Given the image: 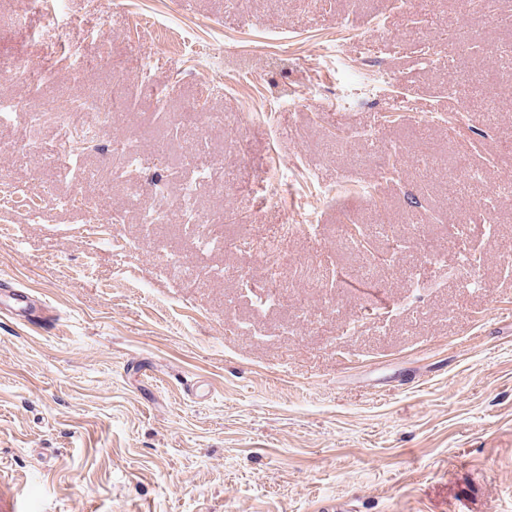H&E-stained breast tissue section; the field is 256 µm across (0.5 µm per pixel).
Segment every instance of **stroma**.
<instances>
[{
  "label": "stroma",
  "mask_w": 512,
  "mask_h": 512,
  "mask_svg": "<svg viewBox=\"0 0 512 512\" xmlns=\"http://www.w3.org/2000/svg\"><path fill=\"white\" fill-rule=\"evenodd\" d=\"M495 9L0 0V99L95 136L64 179L61 122L0 125V279L61 316L0 318V512H512ZM131 144L143 167L113 178ZM220 160L188 224L183 187Z\"/></svg>",
  "instance_id": "1"
}]
</instances>
